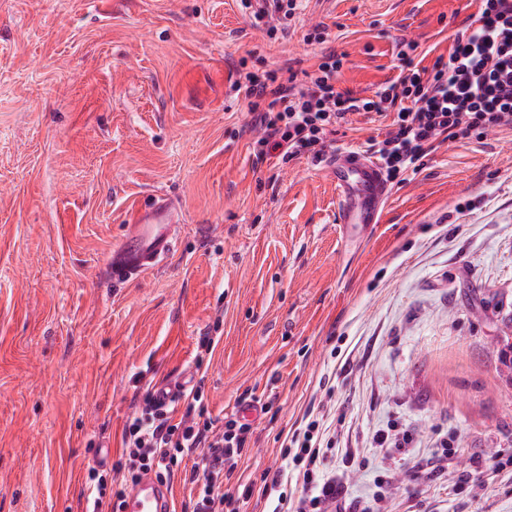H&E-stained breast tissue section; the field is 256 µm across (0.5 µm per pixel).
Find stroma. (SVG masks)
Listing matches in <instances>:
<instances>
[{"instance_id": "stroma-1", "label": "stroma", "mask_w": 512, "mask_h": 512, "mask_svg": "<svg viewBox=\"0 0 512 512\" xmlns=\"http://www.w3.org/2000/svg\"><path fill=\"white\" fill-rule=\"evenodd\" d=\"M479 6L301 0L275 36L240 0H0V512H86L90 468L184 377L218 422L262 406L224 512H271L263 476L312 413L327 512H512V129L437 143L358 246L322 161L256 154L238 89L333 54L337 91L375 97L400 43L431 68ZM388 125L350 114L324 150ZM157 194L185 213L173 254L112 283Z\"/></svg>"}]
</instances>
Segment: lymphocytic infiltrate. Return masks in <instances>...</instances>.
I'll return each mask as SVG.
<instances>
[{
    "label": "lymphocytic infiltrate",
    "mask_w": 512,
    "mask_h": 512,
    "mask_svg": "<svg viewBox=\"0 0 512 512\" xmlns=\"http://www.w3.org/2000/svg\"><path fill=\"white\" fill-rule=\"evenodd\" d=\"M342 61L326 56L304 77L279 78L269 72L247 75L244 93L251 101L253 120L262 135L257 153L280 151L283 161L304 154L322 158L324 143L353 112L386 113L395 110L393 127L373 149L389 179L418 170L435 148L438 137L451 139L481 129L512 128V0H483L478 17L460 31L448 57L437 58L430 73H409L385 86L373 99L345 98L337 92L334 76ZM191 390L185 409L146 397L139 412L124 429L126 462L121 485L109 486L98 469L89 480L97 495L99 512L104 495L122 499V485L153 472L170 482L183 458L195 463L185 479L195 485L193 512H224V483L235 474L246 442L248 425L231 419L222 430L204 421ZM317 421L294 431L292 462L309 494L300 498L295 512H322L338 501L342 488L324 475L318 444Z\"/></svg>",
    "instance_id": "1"
}]
</instances>
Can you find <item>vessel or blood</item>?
<instances>
[{
  "label": "vessel or blood",
  "mask_w": 512,
  "mask_h": 512,
  "mask_svg": "<svg viewBox=\"0 0 512 512\" xmlns=\"http://www.w3.org/2000/svg\"><path fill=\"white\" fill-rule=\"evenodd\" d=\"M325 172L336 188L337 217L345 237H367L377 224L391 197L390 183L379 161L366 153L345 149L330 156ZM184 211L167 196L136 211L126 225L121 242L106 261L112 278L130 280L146 270L160 267L176 247ZM123 512H173L167 485L153 474L143 475L126 492Z\"/></svg>",
  "instance_id": "1"
}]
</instances>
